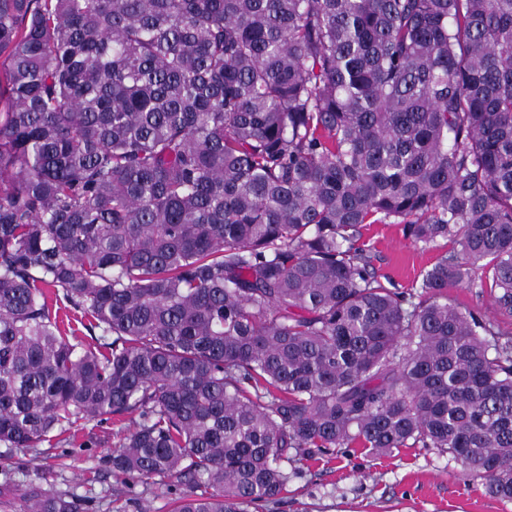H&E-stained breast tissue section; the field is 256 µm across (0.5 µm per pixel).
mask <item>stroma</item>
<instances>
[{"instance_id":"35a3bbf8","label":"stroma","mask_w":512,"mask_h":512,"mask_svg":"<svg viewBox=\"0 0 512 512\" xmlns=\"http://www.w3.org/2000/svg\"><path fill=\"white\" fill-rule=\"evenodd\" d=\"M364 239L379 273L401 288L442 253L414 244L398 224L367 225ZM135 421L132 414L117 423L82 420L71 442L33 449L0 444V482L23 486L39 479L43 488L73 492L88 512H170L169 479L136 482L125 490L105 463L117 432ZM298 468L284 500L258 512H512V501L490 497L460 464L431 448H405L377 459L356 449L331 461L304 460Z\"/></svg>"}]
</instances>
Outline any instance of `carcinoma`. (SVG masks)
I'll return each instance as SVG.
<instances>
[{
  "label": "carcinoma",
  "instance_id": "carcinoma-1",
  "mask_svg": "<svg viewBox=\"0 0 512 512\" xmlns=\"http://www.w3.org/2000/svg\"><path fill=\"white\" fill-rule=\"evenodd\" d=\"M0 56V443L136 413L109 471L172 512L353 444L512 500V0H0ZM368 224L453 247L388 288ZM480 288L453 287L448 288V300L461 307L477 308L482 314L493 316L494 309L489 293L486 291L480 297L476 292ZM70 327L76 330L75 334L72 335L71 330L67 331L71 343L79 344L78 347H96L99 343L103 342L100 336H104L102 329H95L91 333L88 332L81 324L87 323V320L78 311L72 310L70 312Z\"/></svg>",
  "mask_w": 512,
  "mask_h": 512
}]
</instances>
